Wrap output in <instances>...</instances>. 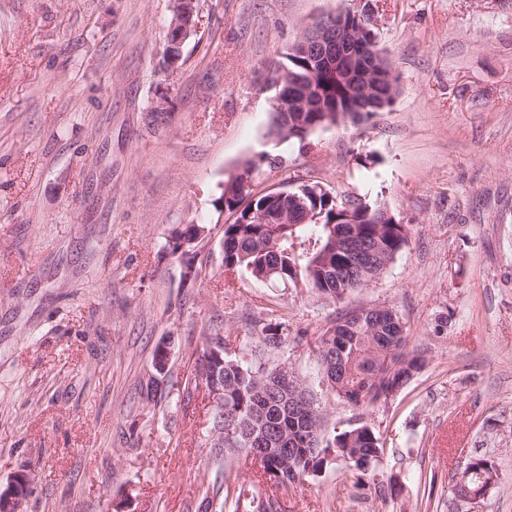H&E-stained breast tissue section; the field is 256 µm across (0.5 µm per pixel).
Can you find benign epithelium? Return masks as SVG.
Masks as SVG:
<instances>
[{
	"label": "benign epithelium",
	"mask_w": 512,
	"mask_h": 512,
	"mask_svg": "<svg viewBox=\"0 0 512 512\" xmlns=\"http://www.w3.org/2000/svg\"><path fill=\"white\" fill-rule=\"evenodd\" d=\"M194 16L195 0H173L166 46V58L171 67L179 62L182 46L196 33ZM373 24V13L368 8L356 13L353 24L339 12L320 16L308 24L289 47V52H297L307 58L312 67L310 82L304 86L288 83V72L283 68L272 75L271 85L277 90L274 103L278 110L295 118V125L299 127L304 125L302 118L306 113L328 111L319 79L340 83L350 95L362 100L373 93L375 80L383 76L392 78L384 54L374 45L373 34L369 33ZM291 198L303 208V214L286 207H263L252 210L250 218L256 224H304L309 221L312 211L305 200L297 194ZM207 233L206 227L197 225L192 236L171 239L169 249L172 255L181 258L190 253ZM223 355L224 344L209 341L200 364L212 366L222 360ZM28 485V477L23 473L0 485V512H18Z\"/></svg>",
	"instance_id": "1"
}]
</instances>
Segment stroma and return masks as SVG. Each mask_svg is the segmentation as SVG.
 Listing matches in <instances>:
<instances>
[{
    "label": "stroma",
    "mask_w": 512,
    "mask_h": 512,
    "mask_svg": "<svg viewBox=\"0 0 512 512\" xmlns=\"http://www.w3.org/2000/svg\"><path fill=\"white\" fill-rule=\"evenodd\" d=\"M196 3L167 71L171 0H0V484L28 474L20 512H196L208 398L146 401L154 353L183 382L204 337L239 347L257 317L305 336L280 360L330 425L374 429L396 484L377 497L332 462L285 512H461L449 481L473 456L500 474L483 512H512V0H372L396 99L302 143L271 132L272 67L351 0ZM249 161L256 191L384 204L407 246L341 304L226 280L218 197ZM187 224L209 230L189 284L168 248ZM354 306L394 309L425 359L375 407L334 401L307 347Z\"/></svg>",
    "instance_id": "stroma-1"
}]
</instances>
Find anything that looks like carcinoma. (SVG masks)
I'll return each instance as SVG.
<instances>
[{
	"label": "carcinoma",
	"mask_w": 512,
	"mask_h": 512,
	"mask_svg": "<svg viewBox=\"0 0 512 512\" xmlns=\"http://www.w3.org/2000/svg\"><path fill=\"white\" fill-rule=\"evenodd\" d=\"M271 132L280 140L305 141L311 132L287 127L280 112L272 110ZM224 197V210L234 215L224 225V274H246L256 281L283 283L306 288L334 303L377 279L408 243L406 224L383 220L380 207L357 203L353 220L357 239L379 243L380 262L363 270L350 269L346 255V225L336 196L321 193L308 198L317 209L319 221L306 224H255L248 219L252 204L247 198ZM251 328L260 332L249 337L248 348L239 355L224 352V367L217 378L224 383V414L209 416V430L224 426V447L214 456L222 458L249 456L252 448H267L273 442L281 448L294 449L292 463L269 456L260 466V483L271 487L263 492L250 490L240 483L232 469L217 472L212 491L205 492L199 504L203 512H284V499L296 491L304 477L313 475L328 462L343 463L357 479L375 478L373 465L383 452L380 438L368 425L350 424L332 438L324 435L326 413L314 405L315 417L288 409V381L294 372L287 365L272 364L270 359L303 337H290L284 323L260 324L253 319ZM408 336L398 313L391 308L358 307L343 311L309 345L323 368L328 393L356 409L375 407L418 372L424 359L417 352L406 351ZM212 374L196 369L185 381L183 393L209 385ZM168 380H148L144 398L160 401L172 395ZM494 463L480 458L471 465L465 484L476 496H487L490 470Z\"/></svg>",
	"instance_id": "1"
}]
</instances>
